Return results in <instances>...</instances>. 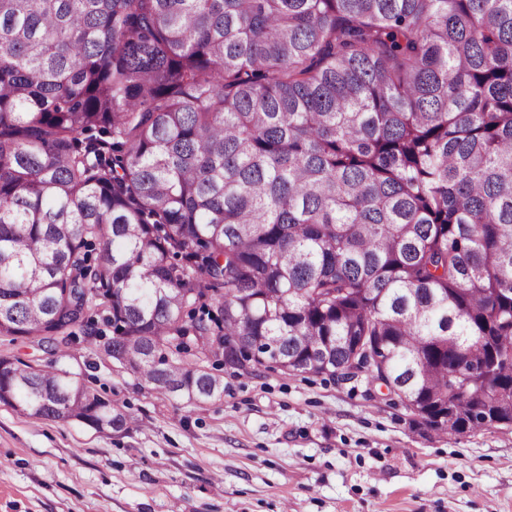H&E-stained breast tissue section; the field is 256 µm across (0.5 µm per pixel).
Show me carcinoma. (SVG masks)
<instances>
[{
    "mask_svg": "<svg viewBox=\"0 0 512 512\" xmlns=\"http://www.w3.org/2000/svg\"><path fill=\"white\" fill-rule=\"evenodd\" d=\"M0 336L512 427V0H0ZM0 402L133 423L6 358Z\"/></svg>",
    "mask_w": 512,
    "mask_h": 512,
    "instance_id": "1",
    "label": "carcinoma"
}]
</instances>
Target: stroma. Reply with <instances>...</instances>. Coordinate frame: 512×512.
<instances>
[{"label":"stroma","mask_w":512,"mask_h":512,"mask_svg":"<svg viewBox=\"0 0 512 512\" xmlns=\"http://www.w3.org/2000/svg\"><path fill=\"white\" fill-rule=\"evenodd\" d=\"M0 357L68 370L134 419L103 434L0 402V512H512V428L417 429L362 379L228 367L223 398L188 406L86 343L0 336Z\"/></svg>","instance_id":"stroma-1"}]
</instances>
